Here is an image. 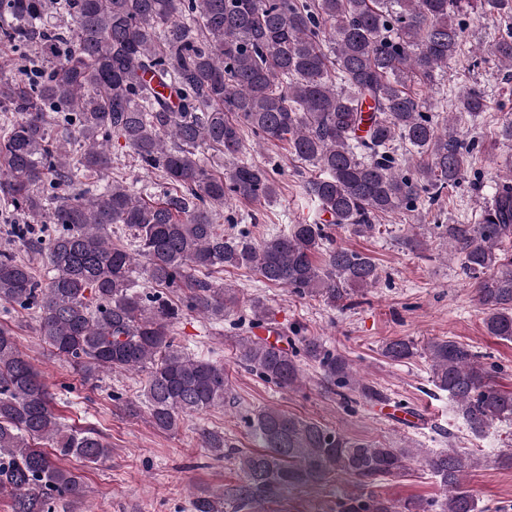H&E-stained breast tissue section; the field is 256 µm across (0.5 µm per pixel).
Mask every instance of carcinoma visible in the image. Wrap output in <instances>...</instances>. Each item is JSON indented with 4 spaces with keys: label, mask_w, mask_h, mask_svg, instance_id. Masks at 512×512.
<instances>
[{
    "label": "carcinoma",
    "mask_w": 512,
    "mask_h": 512,
    "mask_svg": "<svg viewBox=\"0 0 512 512\" xmlns=\"http://www.w3.org/2000/svg\"><path fill=\"white\" fill-rule=\"evenodd\" d=\"M512 18V0H0V42L33 53L0 62V205L17 219L0 249V304L39 312L37 334L83 381L145 371L152 425L177 430L185 417L224 405V366L175 345L186 311L215 323L235 312L238 289L194 272L248 267L271 286L344 308L380 280L375 259L335 243L331 230H375L383 216L438 200L460 185L474 145L420 96L465 44L463 18ZM475 52L512 69V27ZM484 93L463 91L454 111L473 122ZM288 146L319 170L303 184L322 218L256 243L224 232V203L276 201L275 170L243 159L244 132ZM416 158L403 171L397 143ZM164 180L152 197L112 176V148ZM124 239L112 243V225ZM442 235L475 284L487 335L512 341V168L473 224ZM155 286L136 291V276ZM288 334L236 341V360L288 390L299 387ZM300 351L318 363L336 395L367 403L385 395L355 377L349 359L309 336ZM418 352L396 337L381 354ZM431 379L448 393L468 432L512 424V391L496 367L452 338L427 346ZM262 447L239 456L227 494L196 496L193 512H243L332 474L360 487L401 474L408 451L346 438L268 407L250 418ZM104 463L110 448L92 427L66 426L54 394L0 324V492L13 512H55L86 495L61 461ZM442 501L344 498L340 512H482L467 476L479 459L456 448L424 457Z\"/></svg>",
    "instance_id": "obj_1"
}]
</instances>
